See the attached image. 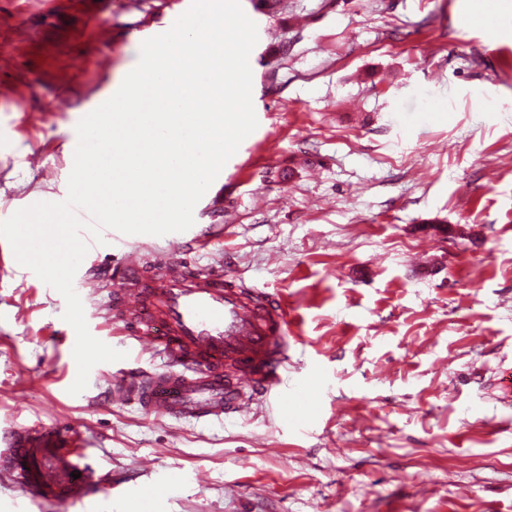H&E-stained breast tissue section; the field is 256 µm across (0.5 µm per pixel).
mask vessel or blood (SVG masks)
I'll list each match as a JSON object with an SVG mask.
<instances>
[{"label": "vessel or blood", "mask_w": 512, "mask_h": 512, "mask_svg": "<svg viewBox=\"0 0 512 512\" xmlns=\"http://www.w3.org/2000/svg\"><path fill=\"white\" fill-rule=\"evenodd\" d=\"M143 272L132 257L109 286L89 275L78 283L82 293L106 292L105 319L166 365L145 379L114 376L113 403L136 402L160 419L207 424L284 383L292 319L280 298L235 289L212 270H192L180 261L155 266L146 288ZM312 403L309 389L300 385L278 405L286 416ZM71 441L42 425L15 429L0 447V475L32 504L94 499L100 478L68 453Z\"/></svg>", "instance_id": "1"}]
</instances>
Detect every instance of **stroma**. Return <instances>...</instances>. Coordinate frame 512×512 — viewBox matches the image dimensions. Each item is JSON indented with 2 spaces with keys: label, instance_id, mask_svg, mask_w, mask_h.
I'll use <instances>...</instances> for the list:
<instances>
[{
  "label": "stroma",
  "instance_id": "stroma-1",
  "mask_svg": "<svg viewBox=\"0 0 512 512\" xmlns=\"http://www.w3.org/2000/svg\"><path fill=\"white\" fill-rule=\"evenodd\" d=\"M190 3L0 0V220L66 196L78 122ZM240 5L258 126L194 209L209 246L137 234L79 269L176 258L287 300V380L314 406L193 426L112 404L113 375L161 362L98 318L125 357L69 394L63 296L2 268L0 436L76 434L105 491L29 504L0 477V512H512V20L465 28L477 0Z\"/></svg>",
  "mask_w": 512,
  "mask_h": 512
}]
</instances>
